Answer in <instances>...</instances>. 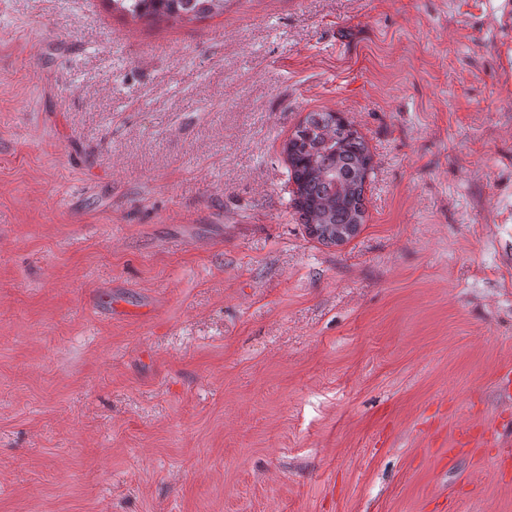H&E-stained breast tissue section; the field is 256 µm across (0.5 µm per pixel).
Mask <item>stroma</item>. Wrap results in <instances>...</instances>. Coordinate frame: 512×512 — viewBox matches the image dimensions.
Masks as SVG:
<instances>
[{
  "mask_svg": "<svg viewBox=\"0 0 512 512\" xmlns=\"http://www.w3.org/2000/svg\"><path fill=\"white\" fill-rule=\"evenodd\" d=\"M509 365L512 0H0V512H512ZM112 11L134 17L202 19L224 12V0H105ZM284 152L300 224L327 246L349 242L366 217L372 167L363 137L339 112H311L288 137Z\"/></svg>",
  "mask_w": 512,
  "mask_h": 512,
  "instance_id": "1",
  "label": "stroma"
}]
</instances>
